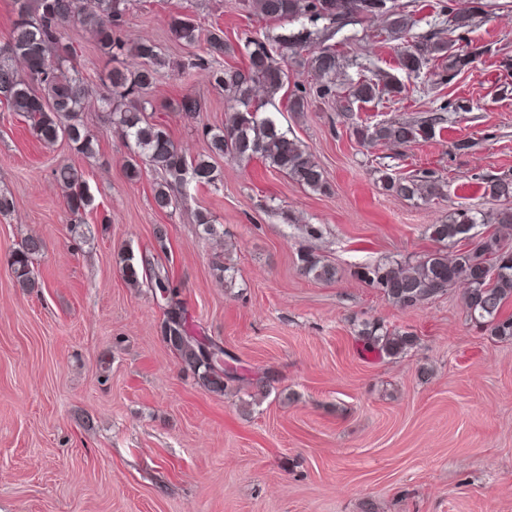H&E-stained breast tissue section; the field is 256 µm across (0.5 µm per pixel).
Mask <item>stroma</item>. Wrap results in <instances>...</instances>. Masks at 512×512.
I'll return each mask as SVG.
<instances>
[{
	"mask_svg": "<svg viewBox=\"0 0 512 512\" xmlns=\"http://www.w3.org/2000/svg\"><path fill=\"white\" fill-rule=\"evenodd\" d=\"M477 1L471 29L453 35L442 0H396L411 20L398 38L384 18L352 19L333 39L342 66L332 104L289 112L290 85L309 75L285 63L289 85L268 109L312 153L329 193L220 159L219 189L190 190L170 213L153 205V173L128 179V149L97 103L112 59L82 27L64 29L89 85L83 120L95 155L44 145L26 118L0 107V191L14 201L0 215V512H512V341L469 324L463 285L402 309L355 275L433 250L427 225L458 204H502L484 189L512 178V0ZM184 13L200 32L223 28L236 50L228 62L239 66L246 39L300 28L265 21L241 0H138L123 37L153 40L181 62L203 50L172 37L169 21ZM430 34L455 37L450 56L406 74L401 50ZM460 53L471 63L450 70ZM374 77L405 89L347 104L350 85ZM186 96L202 104L197 122L182 117ZM457 99L470 111L449 114L432 139L402 153L349 133L353 119H409ZM226 113L223 89L204 70L165 71L153 98L154 120L191 158L207 157L202 128L223 125ZM465 140L472 148L457 151ZM61 163L94 197L77 233L53 178ZM387 164L440 172L442 197L423 204L384 191ZM200 211L216 218L220 238L204 237ZM159 224L190 331L221 340L244 376L224 395L183 370L161 338L151 288L122 274L120 253L151 255ZM306 224L321 237L303 234ZM31 235L46 248L35 287L22 288L7 260ZM303 247L336 265L335 282L299 272ZM221 262L237 271L232 286L216 276ZM377 320L412 333L414 346L396 357L364 350L357 333Z\"/></svg>",
	"mask_w": 512,
	"mask_h": 512,
	"instance_id": "stroma-1",
	"label": "stroma"
}]
</instances>
